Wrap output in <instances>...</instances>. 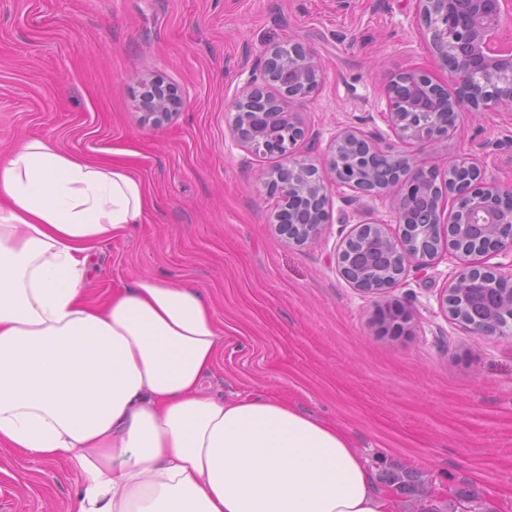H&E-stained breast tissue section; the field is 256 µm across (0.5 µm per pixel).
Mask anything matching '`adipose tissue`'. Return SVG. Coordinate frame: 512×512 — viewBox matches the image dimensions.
I'll list each match as a JSON object with an SVG mask.
<instances>
[{"label":"adipose tissue","mask_w":512,"mask_h":512,"mask_svg":"<svg viewBox=\"0 0 512 512\" xmlns=\"http://www.w3.org/2000/svg\"><path fill=\"white\" fill-rule=\"evenodd\" d=\"M150 205L129 167L51 138L0 155V447L73 468L70 512H391L342 428L206 392L224 332L196 288L89 299L93 251Z\"/></svg>","instance_id":"1"}]
</instances>
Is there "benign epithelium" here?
Listing matches in <instances>:
<instances>
[{
  "mask_svg": "<svg viewBox=\"0 0 512 512\" xmlns=\"http://www.w3.org/2000/svg\"><path fill=\"white\" fill-rule=\"evenodd\" d=\"M500 0H418L419 17L431 32V47L448 70V88L427 76L409 71L387 85L386 121L402 142L430 145L453 131L448 112H483L499 103H512V55L488 58L481 54L483 39L494 32ZM321 67L315 55L298 42L274 45L265 54L260 77L254 79L235 102L232 131L248 149L274 154L279 163L264 173L282 203L299 201L280 232L296 244L315 239L325 223L327 182L365 195L392 194L396 228L389 224H355L338 253L343 277L355 288L376 294L397 282L409 269L423 270L440 251L465 257L512 255V185L486 182L471 158H451L448 173L463 178L454 189H440L435 172L392 146H379L354 127L336 136L334 152L325 174L299 158L298 141L305 130L279 100L266 95L269 84L283 96L300 100L320 82ZM267 111L261 134L246 133L249 117L244 103ZM180 101L165 87L154 85L140 100L142 120L157 125L176 114ZM455 211L443 222L447 195ZM442 306L450 317L471 329L504 333L512 324V270L493 272L466 263L449 278Z\"/></svg>",
  "mask_w": 512,
  "mask_h": 512,
  "instance_id": "1",
  "label": "benign epithelium"
}]
</instances>
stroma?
Returning a JSON list of instances; mask_svg holds the SVG:
<instances>
[{
  "label": "stroma",
  "instance_id": "stroma-1",
  "mask_svg": "<svg viewBox=\"0 0 512 512\" xmlns=\"http://www.w3.org/2000/svg\"><path fill=\"white\" fill-rule=\"evenodd\" d=\"M298 42L321 64L315 92L289 102L297 149L326 170L344 127L394 143L385 88L415 70L444 84L416 0H0V153L45 136L91 162L122 163L153 204L102 244L88 295L150 273L198 288L224 330L209 375L227 398L262 393L352 438L394 512H512V336L451 320L439 298L460 265L441 252L382 296L340 274L356 223H395L392 203L329 186L330 215L303 245L277 232L280 206L260 174L275 157L234 137V99L274 44ZM173 86L183 106L142 125L140 79ZM400 153L448 171L476 158L512 184V107L459 113L448 139ZM399 304L407 333L378 332L377 300ZM78 475L0 449V512H69Z\"/></svg>",
  "mask_w": 512,
  "mask_h": 512
}]
</instances>
